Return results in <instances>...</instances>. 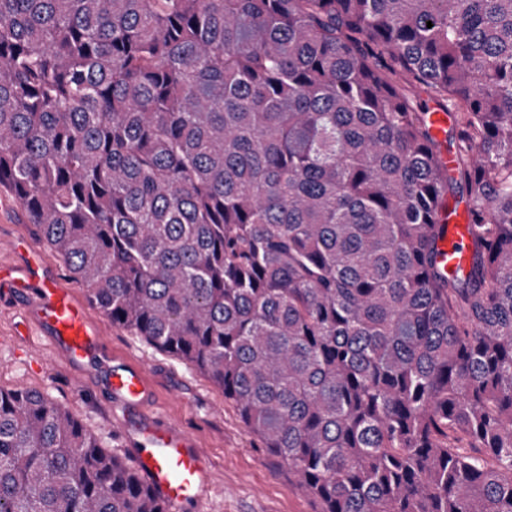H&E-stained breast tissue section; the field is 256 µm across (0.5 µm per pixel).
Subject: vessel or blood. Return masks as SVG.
<instances>
[{"mask_svg":"<svg viewBox=\"0 0 512 512\" xmlns=\"http://www.w3.org/2000/svg\"><path fill=\"white\" fill-rule=\"evenodd\" d=\"M471 259L470 229L461 210L444 226L438 261L448 273L455 274L467 270ZM0 292L31 305L37 327L57 357L80 371L104 370L113 401L138 415L127 445L134 450L144 481L174 512H194L209 485L202 451L194 438L175 424L145 413L151 398L146 374L136 367L113 365L86 305L46 270L20 277L0 270Z\"/></svg>","mask_w":512,"mask_h":512,"instance_id":"obj_1","label":"vessel or blood"}]
</instances>
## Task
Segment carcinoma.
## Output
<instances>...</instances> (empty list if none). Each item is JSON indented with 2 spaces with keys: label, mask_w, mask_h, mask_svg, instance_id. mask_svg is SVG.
<instances>
[{
  "label": "carcinoma",
  "mask_w": 512,
  "mask_h": 512,
  "mask_svg": "<svg viewBox=\"0 0 512 512\" xmlns=\"http://www.w3.org/2000/svg\"><path fill=\"white\" fill-rule=\"evenodd\" d=\"M0 185L316 512H512V0H0ZM0 512L171 509L0 388ZM465 205L453 220L444 224V235L438 243V262L451 274L466 271L471 265L472 248Z\"/></svg>",
  "instance_id": "obj_1"
}]
</instances>
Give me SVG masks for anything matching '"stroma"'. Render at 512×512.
<instances>
[{
    "instance_id": "35a3bbf8",
    "label": "stroma",
    "mask_w": 512,
    "mask_h": 512,
    "mask_svg": "<svg viewBox=\"0 0 512 512\" xmlns=\"http://www.w3.org/2000/svg\"><path fill=\"white\" fill-rule=\"evenodd\" d=\"M35 263L57 270L63 286L77 299H86L85 286L51 247L39 241L13 196L0 190V268L25 271ZM89 317L115 360L145 371L154 410L183 425L206 455L211 479L197 512H314L311 498L262 448L219 388L183 361L112 325L98 310H90ZM0 387L48 393L76 414L89 433L132 460L131 450L116 434L117 424L127 417L125 409L103 399L99 376L79 374L53 354L25 306L0 304Z\"/></svg>"
}]
</instances>
